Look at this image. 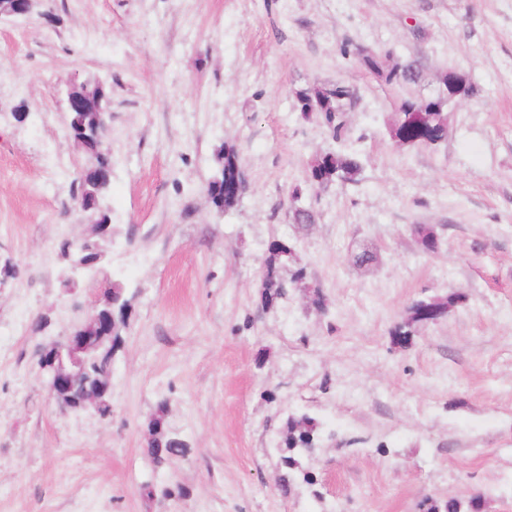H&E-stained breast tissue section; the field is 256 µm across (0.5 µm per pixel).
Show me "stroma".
<instances>
[{
	"label": "stroma",
	"mask_w": 512,
	"mask_h": 512,
	"mask_svg": "<svg viewBox=\"0 0 512 512\" xmlns=\"http://www.w3.org/2000/svg\"><path fill=\"white\" fill-rule=\"evenodd\" d=\"M50 19L0 22V512H425L424 500L512 512V0H45ZM387 65L386 86L344 47ZM472 95L448 104L431 146L389 135L401 99L442 74ZM112 97V249L131 294L114 356L111 413H64L38 350L93 298L64 288L60 241L85 235L72 180L91 158L68 132L72 83ZM355 90L333 140L295 93ZM233 144L249 187L216 214L204 188ZM357 154V182L291 189L317 153ZM429 224L437 250L413 227ZM288 240L324 308L293 290L261 305L267 246ZM373 259L358 267L352 256ZM460 295L408 345L416 301ZM187 456L155 465L159 402ZM320 424L311 482L281 492L275 446L288 414ZM180 485L184 494L162 495ZM355 55L363 67L387 85L414 83L419 78L420 70L415 63L386 66L377 53L367 49H357Z\"/></svg>",
	"instance_id": "stroma-1"
}]
</instances>
